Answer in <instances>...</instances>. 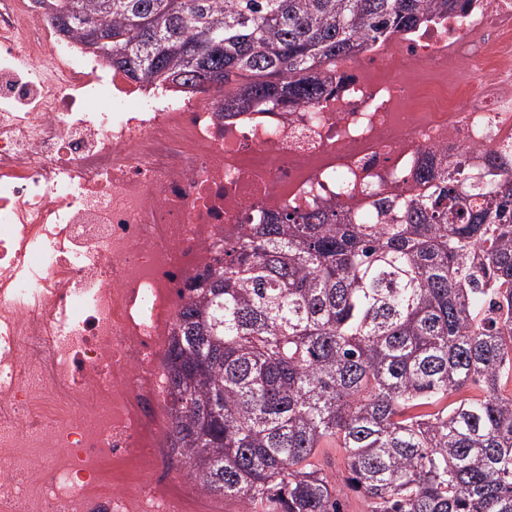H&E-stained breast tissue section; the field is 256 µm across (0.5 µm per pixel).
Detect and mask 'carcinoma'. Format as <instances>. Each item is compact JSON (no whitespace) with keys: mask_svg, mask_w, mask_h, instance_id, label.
Listing matches in <instances>:
<instances>
[{"mask_svg":"<svg viewBox=\"0 0 512 512\" xmlns=\"http://www.w3.org/2000/svg\"><path fill=\"white\" fill-rule=\"evenodd\" d=\"M470 0H48L130 78L317 104L340 56ZM176 313L170 452L242 512H512V154L424 168L349 217L257 215ZM471 384L482 395L450 403ZM345 450L347 476L314 463Z\"/></svg>","mask_w":512,"mask_h":512,"instance_id":"1","label":"carcinoma"}]
</instances>
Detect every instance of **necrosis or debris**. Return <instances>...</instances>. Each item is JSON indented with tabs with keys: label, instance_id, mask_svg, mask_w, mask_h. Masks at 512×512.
<instances>
[{
	"label": "necrosis or debris",
	"instance_id": "obj_1",
	"mask_svg": "<svg viewBox=\"0 0 512 512\" xmlns=\"http://www.w3.org/2000/svg\"><path fill=\"white\" fill-rule=\"evenodd\" d=\"M335 73L317 106L226 117L0 0V512H209L158 462L176 310L215 251L251 215L362 213L423 166L512 153V0Z\"/></svg>",
	"mask_w": 512,
	"mask_h": 512
}]
</instances>
